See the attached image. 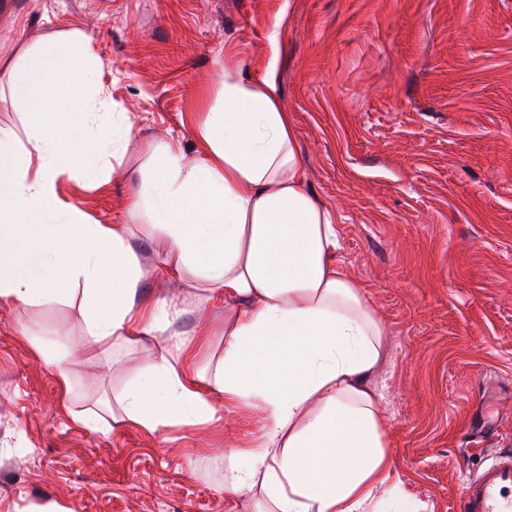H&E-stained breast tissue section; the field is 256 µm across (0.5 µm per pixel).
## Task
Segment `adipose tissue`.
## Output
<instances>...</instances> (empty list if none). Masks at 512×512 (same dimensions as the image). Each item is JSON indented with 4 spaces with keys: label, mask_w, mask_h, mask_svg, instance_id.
Instances as JSON below:
<instances>
[{
    "label": "adipose tissue",
    "mask_w": 512,
    "mask_h": 512,
    "mask_svg": "<svg viewBox=\"0 0 512 512\" xmlns=\"http://www.w3.org/2000/svg\"><path fill=\"white\" fill-rule=\"evenodd\" d=\"M0 65L29 129L0 127V302L75 301L94 339L162 338L123 398L126 421L149 433L259 410L262 441L234 452L224 488H259L264 512H369L381 489L383 512H402L372 383L384 331L341 258L334 212L303 179L273 72L225 62L211 105L189 115L195 161L179 140L147 144L154 175L130 209L163 229L162 264L187 288L146 305L129 225L94 223L59 194L66 179L108 183L136 133L106 104L90 38L0 43ZM219 300L224 355L203 367L175 326Z\"/></svg>",
    "instance_id": "1"
}]
</instances>
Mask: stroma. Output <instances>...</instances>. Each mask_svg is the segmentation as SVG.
Returning <instances> with one entry per match:
<instances>
[{
    "label": "stroma",
    "mask_w": 512,
    "mask_h": 512,
    "mask_svg": "<svg viewBox=\"0 0 512 512\" xmlns=\"http://www.w3.org/2000/svg\"><path fill=\"white\" fill-rule=\"evenodd\" d=\"M89 35L101 82L139 138L181 135L228 55L276 60L303 177L337 212L341 254L384 324L391 466L408 502L460 512L468 478L512 452V0H20L0 41ZM149 159L129 145L111 180L61 194L130 224L144 301L176 288L168 248L130 191ZM73 354L71 388L27 342ZM161 339H91L77 306L0 303V512H258L224 489L228 451L255 443L248 406L149 434L113 425Z\"/></svg>",
    "instance_id": "1"
}]
</instances>
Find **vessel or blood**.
<instances>
[{"label": "vessel or blood", "instance_id": "1", "mask_svg": "<svg viewBox=\"0 0 512 512\" xmlns=\"http://www.w3.org/2000/svg\"><path fill=\"white\" fill-rule=\"evenodd\" d=\"M461 512H512V456H499L465 484Z\"/></svg>", "mask_w": 512, "mask_h": 512}]
</instances>
